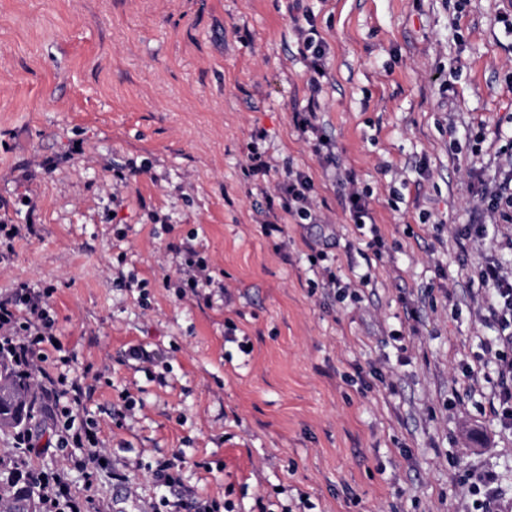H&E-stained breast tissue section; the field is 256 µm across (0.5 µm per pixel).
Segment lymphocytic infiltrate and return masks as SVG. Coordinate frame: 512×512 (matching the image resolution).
Instances as JSON below:
<instances>
[{
  "label": "lymphocytic infiltrate",
  "instance_id": "1",
  "mask_svg": "<svg viewBox=\"0 0 512 512\" xmlns=\"http://www.w3.org/2000/svg\"><path fill=\"white\" fill-rule=\"evenodd\" d=\"M309 191L310 182L304 172L288 171L281 185V207L300 224L319 221ZM475 275L480 284L494 290L488 317L501 329L497 345L490 352L498 368L495 413L503 425L512 428V279L505 277L493 261L481 264ZM52 330L41 296L29 287L20 286L10 297L0 300V355L20 379L37 386L36 397L52 418L58 447L72 444L90 451L98 438L80 414L84 398L81 384L63 373L51 376L42 366L38 345L51 336ZM34 484L42 512H89V500L72 497L60 476L40 475Z\"/></svg>",
  "mask_w": 512,
  "mask_h": 512
}]
</instances>
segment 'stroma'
I'll list each match as a JSON object with an SVG mask.
<instances>
[{"label": "stroma", "mask_w": 512, "mask_h": 512, "mask_svg": "<svg viewBox=\"0 0 512 512\" xmlns=\"http://www.w3.org/2000/svg\"><path fill=\"white\" fill-rule=\"evenodd\" d=\"M312 98L332 165L292 121ZM253 142L268 177L247 174ZM511 142L512 0H0V224L19 229L0 298L52 288L44 366L86 389L106 461L75 464L40 414L23 472L64 474L91 512H153L168 459L182 502L233 512H465L492 473L512 512L471 278L491 258L512 274L488 205ZM291 169L323 221L266 235ZM187 242L210 304L181 287ZM307 25L309 26L308 28L303 25L296 26V32L303 44V54L308 62L309 82L316 89L321 85V80L327 78L325 65L327 48L313 21L308 19ZM350 217L359 229H363L366 224H375L371 209L358 191H353L351 194Z\"/></svg>", "instance_id": "1"}]
</instances>
